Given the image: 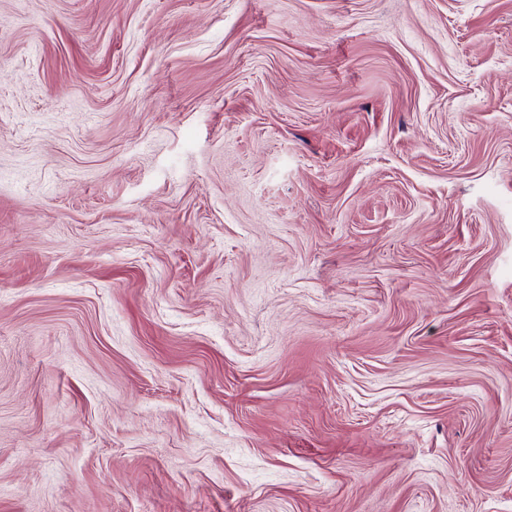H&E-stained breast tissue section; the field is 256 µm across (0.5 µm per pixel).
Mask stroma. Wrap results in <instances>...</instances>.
I'll list each match as a JSON object with an SVG mask.
<instances>
[{
	"instance_id": "stroma-1",
	"label": "stroma",
	"mask_w": 512,
	"mask_h": 512,
	"mask_svg": "<svg viewBox=\"0 0 512 512\" xmlns=\"http://www.w3.org/2000/svg\"><path fill=\"white\" fill-rule=\"evenodd\" d=\"M0 512H512V0H0Z\"/></svg>"
}]
</instances>
